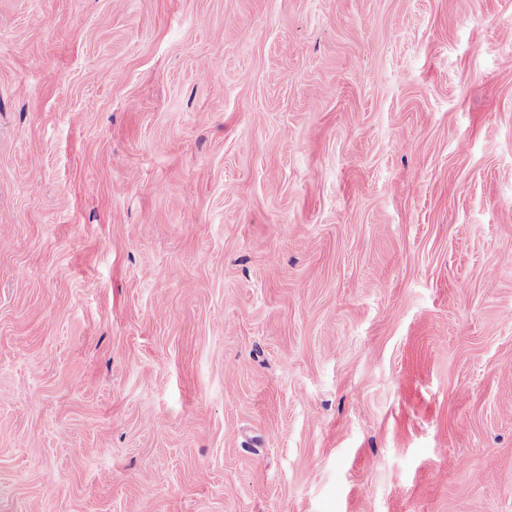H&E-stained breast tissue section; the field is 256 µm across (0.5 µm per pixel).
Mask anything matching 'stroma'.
Segmentation results:
<instances>
[{
	"mask_svg": "<svg viewBox=\"0 0 512 512\" xmlns=\"http://www.w3.org/2000/svg\"><path fill=\"white\" fill-rule=\"evenodd\" d=\"M0 512H512V0H0Z\"/></svg>",
	"mask_w": 512,
	"mask_h": 512,
	"instance_id": "stroma-1",
	"label": "stroma"
}]
</instances>
